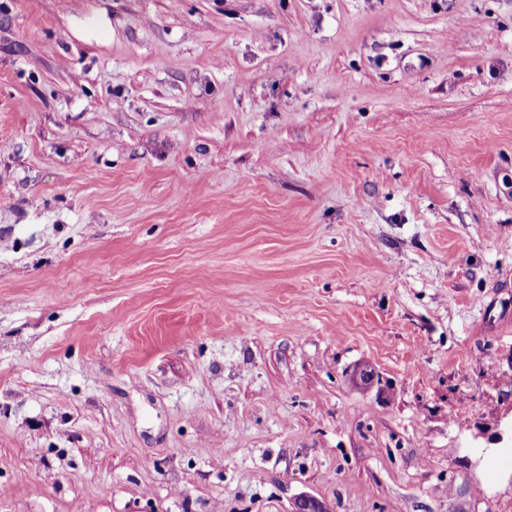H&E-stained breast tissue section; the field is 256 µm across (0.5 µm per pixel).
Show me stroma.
I'll return each mask as SVG.
<instances>
[{
	"label": "stroma",
	"mask_w": 512,
	"mask_h": 512,
	"mask_svg": "<svg viewBox=\"0 0 512 512\" xmlns=\"http://www.w3.org/2000/svg\"><path fill=\"white\" fill-rule=\"evenodd\" d=\"M512 0H0V512H512Z\"/></svg>",
	"instance_id": "35a3bbf8"
}]
</instances>
